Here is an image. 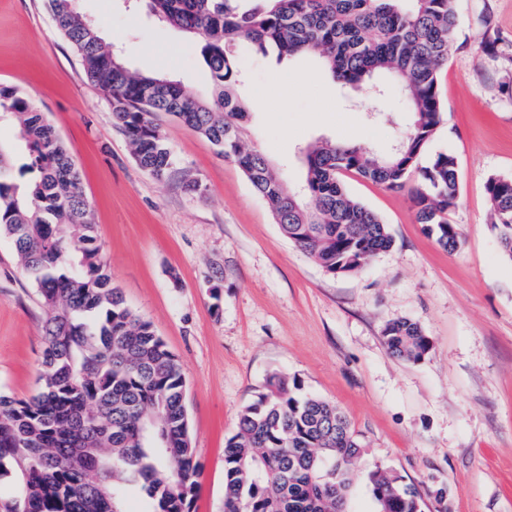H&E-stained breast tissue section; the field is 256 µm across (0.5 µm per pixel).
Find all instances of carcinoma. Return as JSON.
Here are the masks:
<instances>
[{
    "mask_svg": "<svg viewBox=\"0 0 512 512\" xmlns=\"http://www.w3.org/2000/svg\"><path fill=\"white\" fill-rule=\"evenodd\" d=\"M160 23L201 40L214 87L201 98L179 81L133 73L114 46L78 11L77 0H49L57 30L103 93L112 124L139 167L162 179L175 165L154 115H173L235 162L266 202L284 235L326 271L362 270L393 238L355 199L344 172L388 189L411 191L417 223L448 252L460 245L448 211L459 197L455 159L417 158L443 111L438 74L457 18L453 0H143ZM247 43L276 61L316 55L338 83L364 91L387 74L401 84L411 122L396 149L377 157L324 140L304 153L305 193L292 191L264 154L241 135L245 110L234 94L235 49ZM14 125L22 154L0 145V237L36 286L44 313L41 388L29 399L0 394V476L15 472L4 512H128L138 490L145 512H192L196 448L184 404L185 379L152 324L112 283L80 174L54 128L27 97L0 87V122ZM486 192L502 254L512 260V178L492 176ZM389 353L419 362L432 341L409 319L385 324ZM362 448L336 405L302 394L274 375L267 393L242 411L224 448V512H346L353 465ZM375 512H421L416 490L383 467L369 473Z\"/></svg>",
    "mask_w": 512,
    "mask_h": 512,
    "instance_id": "carcinoma-1",
    "label": "carcinoma"
}]
</instances>
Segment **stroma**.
Returning <instances> with one entry per match:
<instances>
[{
    "label": "stroma",
    "instance_id": "obj_1",
    "mask_svg": "<svg viewBox=\"0 0 512 512\" xmlns=\"http://www.w3.org/2000/svg\"><path fill=\"white\" fill-rule=\"evenodd\" d=\"M455 44L438 76L443 120L422 160L451 154L460 194L448 213L461 244L441 248L408 191L349 174L392 247L355 275L326 272L296 248L238 165L175 117H156L176 160L158 180L137 165L99 89L56 29L46 0H0V86L41 109L81 176L112 281L177 356L198 464L193 512H224V443L242 409L279 373L338 406L362 442L347 512H373L367 474L382 466L416 489L422 512H512V261L492 228L486 182L512 177V0H454ZM134 71H163L206 95L197 39L130 10L78 0ZM492 42L495 52H479ZM242 136L291 189L320 139L389 152L409 124L389 85L381 113L331 81L314 56L278 65L238 48ZM202 191L187 193L185 178ZM409 319L431 337L420 362L392 357L382 329ZM44 313L0 238V392L39 390Z\"/></svg>",
    "mask_w": 512,
    "mask_h": 512
}]
</instances>
